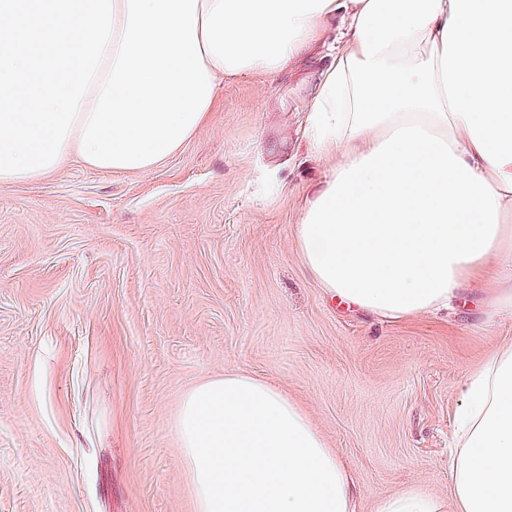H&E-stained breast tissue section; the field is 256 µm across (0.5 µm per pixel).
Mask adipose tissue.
<instances>
[{
    "label": "adipose tissue",
    "mask_w": 512,
    "mask_h": 512,
    "mask_svg": "<svg viewBox=\"0 0 512 512\" xmlns=\"http://www.w3.org/2000/svg\"><path fill=\"white\" fill-rule=\"evenodd\" d=\"M114 31L60 158L147 173L210 119L225 79L283 70L334 27L308 147L336 156L295 227L328 294L397 320L452 309L488 271L512 318V0H112ZM452 503L420 488L375 512H512V345L467 374ZM196 512H355L302 408L228 373L176 417Z\"/></svg>",
    "instance_id": "obj_1"
}]
</instances>
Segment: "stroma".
Returning <instances> with one entry per match:
<instances>
[{
	"label": "stroma",
	"mask_w": 512,
	"mask_h": 512,
	"mask_svg": "<svg viewBox=\"0 0 512 512\" xmlns=\"http://www.w3.org/2000/svg\"><path fill=\"white\" fill-rule=\"evenodd\" d=\"M328 48L225 79L153 171L69 161L0 184V512H194L174 421L227 372L268 380L346 463L356 512L450 496L467 373L512 342L481 274L456 315L379 320L331 297L295 226L336 166L306 145ZM448 503L421 489L407 488L377 500L374 512H447Z\"/></svg>",
	"instance_id": "1"
}]
</instances>
